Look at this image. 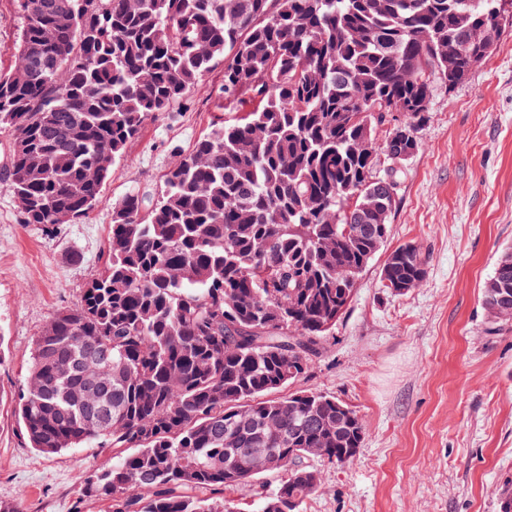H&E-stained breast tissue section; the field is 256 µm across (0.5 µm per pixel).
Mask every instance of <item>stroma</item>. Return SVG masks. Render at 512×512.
<instances>
[{"instance_id": "obj_1", "label": "stroma", "mask_w": 512, "mask_h": 512, "mask_svg": "<svg viewBox=\"0 0 512 512\" xmlns=\"http://www.w3.org/2000/svg\"><path fill=\"white\" fill-rule=\"evenodd\" d=\"M221 80L213 72L186 107L144 127L85 223H23L0 181V500L22 512H108L81 487L111 466V449L37 452L19 397L36 336L102 265L114 204L158 190L212 123L233 118ZM419 136L387 246L420 247L428 275L397 295L372 263L315 360L305 387L353 407L365 438L353 463L322 468L304 512H498L512 479V323H491L481 303L512 247V36L464 84L437 88Z\"/></svg>"}]
</instances>
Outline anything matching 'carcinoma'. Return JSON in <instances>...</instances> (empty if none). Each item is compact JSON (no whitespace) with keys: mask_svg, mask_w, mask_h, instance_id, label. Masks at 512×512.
<instances>
[{"mask_svg":"<svg viewBox=\"0 0 512 512\" xmlns=\"http://www.w3.org/2000/svg\"><path fill=\"white\" fill-rule=\"evenodd\" d=\"M11 2L0 178L25 224L85 222L141 128L215 69L245 108L112 207L102 267L35 340L28 442L112 449L82 487L109 512H303L364 427L300 385L378 254L389 291L425 279L421 248L385 251L398 186L435 90L496 53L512 0ZM482 306L512 320V248Z\"/></svg>","mask_w":512,"mask_h":512,"instance_id":"obj_1","label":"carcinoma"}]
</instances>
